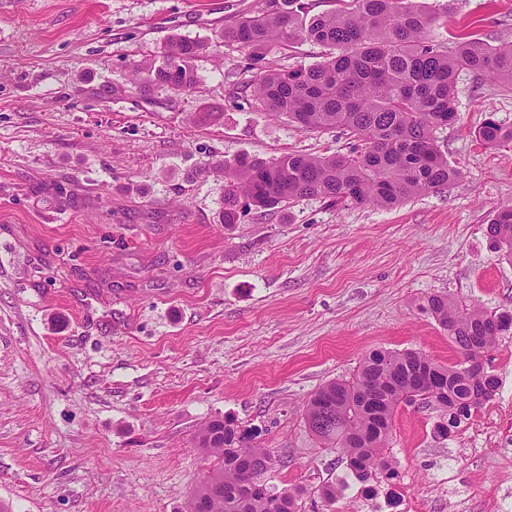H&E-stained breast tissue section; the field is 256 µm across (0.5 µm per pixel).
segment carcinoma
Segmentation results:
<instances>
[{"label": "carcinoma", "instance_id": "obj_1", "mask_svg": "<svg viewBox=\"0 0 512 512\" xmlns=\"http://www.w3.org/2000/svg\"><path fill=\"white\" fill-rule=\"evenodd\" d=\"M339 2V8L310 17L304 0H263L260 10L218 36L257 56L284 37L328 49L323 60L307 67L257 73L249 81L253 100L300 131L340 129L360 142L341 154L207 163L203 172L224 175L225 224L238 223L244 207H283L306 197L392 207L452 188L460 172L440 151L437 132L457 119V74L487 75L512 92V44L492 45L463 33L444 45L431 35L441 13L416 0ZM206 48L202 41L177 37L160 65L136 63L133 70L144 87L190 93L199 83L192 62ZM478 137L490 147L510 144L512 127L490 116ZM488 234L511 261L512 205L496 211ZM420 309L454 339L460 350L454 365H439L416 350L373 349L353 377L328 382L307 402L311 433L326 447L343 449L349 469L362 481L394 478L393 417L407 396L447 416L436 425L446 437L498 390L482 358L512 330V312L461 306L444 294L429 296ZM196 444L222 465L192 493L186 512H301L303 490L271 483L279 465L275 451L254 446L251 433L233 420L209 421Z\"/></svg>", "mask_w": 512, "mask_h": 512}]
</instances>
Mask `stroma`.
<instances>
[{
	"instance_id": "1",
	"label": "stroma",
	"mask_w": 512,
	"mask_h": 512,
	"mask_svg": "<svg viewBox=\"0 0 512 512\" xmlns=\"http://www.w3.org/2000/svg\"><path fill=\"white\" fill-rule=\"evenodd\" d=\"M449 8L436 40L465 30L512 42V0H418ZM262 0H0V504L10 512H185L218 458L194 446L229 417L275 451L274 482L302 512H355L365 483L304 422L310 395L351 377L375 348L449 366L459 353L421 311L431 295L512 311V262L487 233L512 203V93L461 72L458 119L438 145L460 186L390 208L308 197L222 220L224 181L197 170L246 154L329 155L336 129L302 132L256 106L261 70L319 62L324 47L278 40L263 60L215 34ZM175 37L209 42L194 92L142 88L131 66ZM210 110L221 119L192 122ZM439 411L400 405L391 453L421 512H450L434 479L454 452L476 500L512 489V457L465 450ZM335 484L323 507L322 485ZM478 137L484 145L497 147L512 143V127H506L493 117H488L478 131Z\"/></svg>"
}]
</instances>
